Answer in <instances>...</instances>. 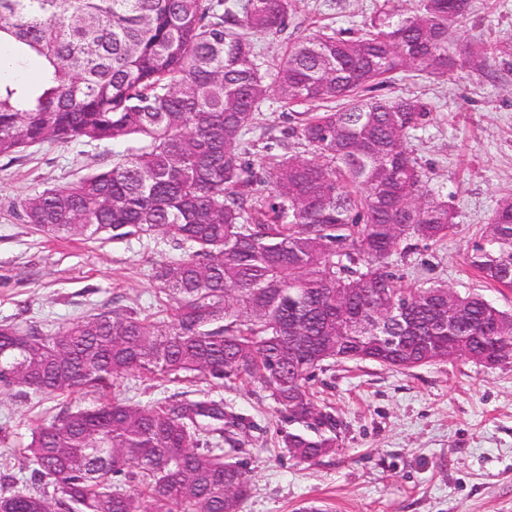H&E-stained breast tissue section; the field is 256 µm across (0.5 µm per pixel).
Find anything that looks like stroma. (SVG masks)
Listing matches in <instances>:
<instances>
[{
    "label": "stroma",
    "mask_w": 512,
    "mask_h": 512,
    "mask_svg": "<svg viewBox=\"0 0 512 512\" xmlns=\"http://www.w3.org/2000/svg\"><path fill=\"white\" fill-rule=\"evenodd\" d=\"M377 2L295 0L284 34L257 44L276 62L298 37L330 27L356 31ZM461 36L512 42V0H472ZM382 92L414 94L431 106L412 147L458 224L438 243L403 242L389 259L391 270L402 286L444 284L512 313V290L486 283L466 263L500 199L512 194V56L491 61L483 76L461 69L441 80L408 72ZM293 117L269 94L262 122L277 153L303 152L284 136ZM114 151L108 140L72 141L27 148L11 162L0 158V324L52 331L112 306L158 310L162 296L151 274L175 256L168 243L54 238L20 217L26 196L111 166ZM311 389L339 427L335 452L308 463L289 457L281 440L288 424L259 383L232 378L219 386L135 373L113 394L151 406L177 393H205L242 417L235 457L250 470L243 512H301L310 502L327 512H512V360L492 369L457 359L408 371L336 363L317 373ZM100 400L88 390L49 397L0 388V484L25 466L32 428L62 409Z\"/></svg>",
    "instance_id": "stroma-1"
}]
</instances>
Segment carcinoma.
<instances>
[{
	"label": "carcinoma",
	"mask_w": 512,
	"mask_h": 512,
	"mask_svg": "<svg viewBox=\"0 0 512 512\" xmlns=\"http://www.w3.org/2000/svg\"><path fill=\"white\" fill-rule=\"evenodd\" d=\"M291 0H0V158L45 142L132 137L112 167L21 201L25 223L57 238L160 235L188 253L153 269L163 318L114 308L52 333L0 324V387L59 396L106 392L128 375L258 381L292 430L290 456L336 452L335 415L309 382L329 364L411 370L449 356L493 368L512 359V314L440 284L402 288L388 258L437 242L456 214L410 146L417 96L377 94L393 75L444 78L470 0H382L354 36L301 37L274 65L256 38L288 27ZM512 42L466 44L480 72ZM38 58L37 83L23 75ZM300 112L308 152H272L259 123L270 90ZM512 289V195L468 255ZM456 325L435 321L448 305ZM406 306L413 328L389 324ZM24 378L15 376L16 366ZM239 419L211 399L140 407L116 398L64 409L31 431L28 477L0 486V512H242L250 491L235 447ZM137 484L126 490L123 485Z\"/></svg>",
	"instance_id": "carcinoma-1"
}]
</instances>
